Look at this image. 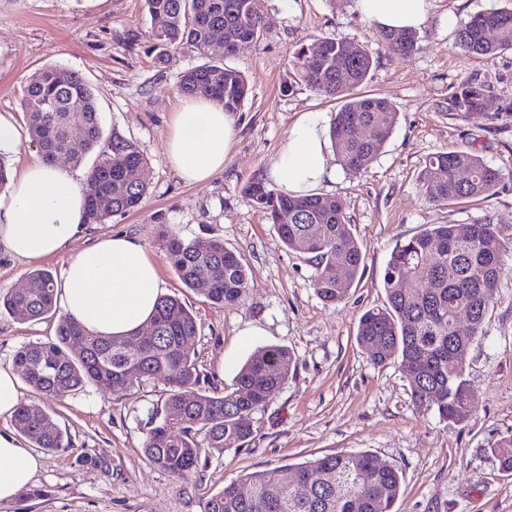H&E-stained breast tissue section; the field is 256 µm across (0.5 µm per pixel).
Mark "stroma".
<instances>
[{
	"mask_svg": "<svg viewBox=\"0 0 512 512\" xmlns=\"http://www.w3.org/2000/svg\"><path fill=\"white\" fill-rule=\"evenodd\" d=\"M503 7H512V0H427L429 20L405 58L377 40L356 0H269L257 43L229 57L218 44L204 56L185 45L161 63L144 0H0V117L22 126V91L41 68H67L89 84L100 115V149L116 136L129 141L146 161L148 194L137 211L88 226L86 236L123 233L142 243L167 293L178 294L197 318L200 334L191 348L208 385L231 390L241 365L261 346H285L296 357L257 435L244 447L209 456L205 467L180 481L141 451L147 411L163 399V381L119 398L90 385L46 403L73 447L43 453L34 484L40 497L0 512H204L211 495L243 474L340 451H368L398 468L402 494L394 512H512V473L500 471L490 450L512 434V276L502 281L483 335L463 358L475 400L466 424L448 425L416 410L397 366L372 364L356 343L361 314L386 300L383 275L397 241L432 224L484 217L512 234V50L490 61L470 56L455 34L436 24L447 12L464 21ZM322 37L363 48L373 67L359 94L387 98L397 111L370 168L357 176L337 170L323 187L344 202L365 255L361 279L336 306L316 295L306 256L288 251L242 193L248 181L267 180L300 117L315 114L328 125L340 110L341 100L291 82L296 46ZM208 57L240 71L250 93L234 114L223 170L187 184L173 169L166 142L182 100L179 76ZM468 78L490 84L505 111L463 117L445 111L451 87ZM451 150L477 153L499 169V192L448 205L421 199L420 166L431 154ZM172 234L223 240L247 269L246 300L215 305L204 290L185 288L167 257ZM67 259L62 253L34 265L1 252L0 290L22 288L38 267L60 276ZM55 327L51 318L23 323L0 314V362L11 363L22 343L54 340Z\"/></svg>",
	"mask_w": 512,
	"mask_h": 512,
	"instance_id": "1",
	"label": "stroma"
}]
</instances>
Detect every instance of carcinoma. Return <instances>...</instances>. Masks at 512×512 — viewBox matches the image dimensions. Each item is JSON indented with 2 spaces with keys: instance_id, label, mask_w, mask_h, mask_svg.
I'll list each match as a JSON object with an SVG mask.
<instances>
[{
  "instance_id": "1",
  "label": "carcinoma",
  "mask_w": 512,
  "mask_h": 512,
  "mask_svg": "<svg viewBox=\"0 0 512 512\" xmlns=\"http://www.w3.org/2000/svg\"><path fill=\"white\" fill-rule=\"evenodd\" d=\"M267 0H145L157 60L169 49L187 44L205 55L216 39L224 53L258 41L263 32ZM497 38H485V28ZM387 48L411 55L417 43L412 30H377ZM465 52L492 60L512 50V8L489 9L461 23L456 32ZM297 81L318 94L344 99L331 124L330 138L339 165L361 174L373 164L391 135L397 112L391 102L376 96H357L354 89L367 78L373 60L364 50L349 53L348 43L321 38L315 45L299 44L291 60ZM177 89L185 97L219 99L227 112L238 111L248 96L241 72L210 60L184 71ZM24 128L50 162L71 151L69 130L81 132L83 150L92 151L101 139L95 96L76 72L45 67L35 72L21 98ZM447 111H512L501 104L489 85L465 80L448 94ZM369 127L371 138L360 130ZM145 160L128 141L115 138L100 152L88 173L86 218L105 224L113 216L139 209L147 195L141 178ZM502 183L500 170L479 155L442 151L426 159L417 174L424 201L445 205L489 197ZM244 197L274 224L291 251L311 256L313 287L327 305L344 302L358 277L363 254L351 232L342 200L318 193L295 197L269 188L261 180L247 182ZM291 216L279 222L281 213ZM172 267L187 288L207 282L206 296L214 304L235 306L247 297L249 277L240 257L224 241L203 244L176 235L167 240ZM512 240L483 218L463 224H434L397 243L384 274L386 303L364 312L356 340L369 360L383 366L395 363L411 388L415 407L435 413L446 424L461 425L473 413L474 397L462 357L472 339L483 333L487 312L494 304L504 276L512 272L504 256ZM405 280L408 287H400ZM53 275L36 270L27 288L0 292V310L21 322L40 320L56 312ZM466 318L469 335L456 334ZM154 336H96L76 320L64 317L53 342H28L14 353L12 366L39 396L21 404L13 418L15 429L37 448L58 452L70 447L68 437L45 411L42 402L78 394L88 385L104 387L121 397L152 380L167 385L159 406L148 410L142 452L157 468L177 480L203 466L202 449L224 453L241 448L259 429L258 415L280 391L295 357L285 347L256 349L240 368L235 387L218 392L205 387V376L191 357L190 343L198 335L193 312L175 295L159 298L150 320ZM501 470L512 472V434L491 446ZM211 496L204 512H393L401 492L398 469L367 452H338L297 464L291 482L280 470L254 471Z\"/></svg>"
}]
</instances>
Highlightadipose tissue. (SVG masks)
Here are the masks:
<instances>
[{"mask_svg":"<svg viewBox=\"0 0 512 512\" xmlns=\"http://www.w3.org/2000/svg\"><path fill=\"white\" fill-rule=\"evenodd\" d=\"M361 15L377 27L420 30L428 21L426 0H356ZM234 119L219 102L187 97L172 118L167 154L189 184L210 180L224 168ZM326 130L319 116L296 122L269 171L289 193L316 192L332 178ZM86 176L68 167L33 160L0 194V250L37 262L68 253L55 288L61 313L89 332L120 336L141 330L165 292L158 268L142 244L127 235H104L73 250L86 229ZM42 459L23 437L0 430V506L30 488Z\"/></svg>","mask_w":512,"mask_h":512,"instance_id":"1","label":"adipose tissue"}]
</instances>
